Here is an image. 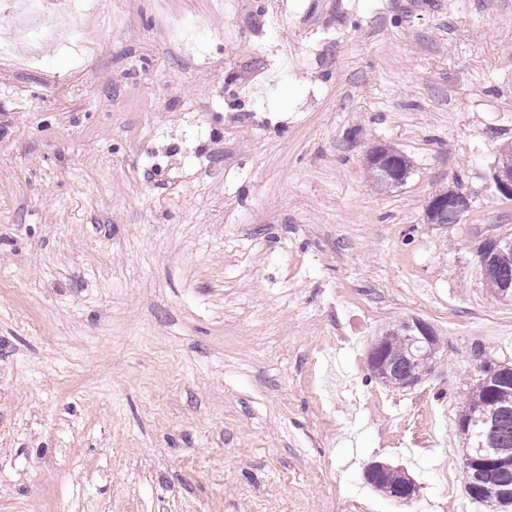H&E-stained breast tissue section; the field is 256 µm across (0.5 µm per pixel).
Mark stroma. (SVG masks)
<instances>
[{"label":"stroma","instance_id":"35a3bbf8","mask_svg":"<svg viewBox=\"0 0 512 512\" xmlns=\"http://www.w3.org/2000/svg\"><path fill=\"white\" fill-rule=\"evenodd\" d=\"M296 2L97 0L81 54L0 57V512H486L456 417L471 346L512 360L477 258L512 236V0ZM410 317L433 373L371 382ZM391 466L383 462H372L368 464L364 470V478L367 481L372 480L376 475L380 474L373 480V485H370L376 491L383 493L385 496L392 500H396L399 496H406L409 492L410 482L406 478L405 473L401 471L386 470ZM386 470V471H385ZM384 471V472H382ZM414 482V481H413ZM418 493V486L414 482V487L409 496L398 498L399 502H410Z\"/></svg>","mask_w":512,"mask_h":512}]
</instances>
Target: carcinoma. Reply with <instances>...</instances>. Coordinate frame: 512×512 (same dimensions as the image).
I'll return each mask as SVG.
<instances>
[{"instance_id":"obj_1","label":"carcinoma","mask_w":512,"mask_h":512,"mask_svg":"<svg viewBox=\"0 0 512 512\" xmlns=\"http://www.w3.org/2000/svg\"><path fill=\"white\" fill-rule=\"evenodd\" d=\"M375 151L385 160L409 169L408 158L399 151L380 146ZM488 293L501 298L504 287L512 284V262L500 264L492 274H483ZM380 351L369 364L372 377L379 381L391 378V386L400 388L402 381L420 382L426 376L419 358L420 350L409 343L400 325L388 328L379 339ZM456 431L463 443L462 456L475 455L479 448H491L512 455V362L481 360L477 375L469 382L466 395L458 407ZM410 482L401 471L386 470L374 480L372 488L395 500L406 496ZM467 498L487 505V499L503 490L512 492V465L485 469L474 466V475L464 484Z\"/></svg>"}]
</instances>
